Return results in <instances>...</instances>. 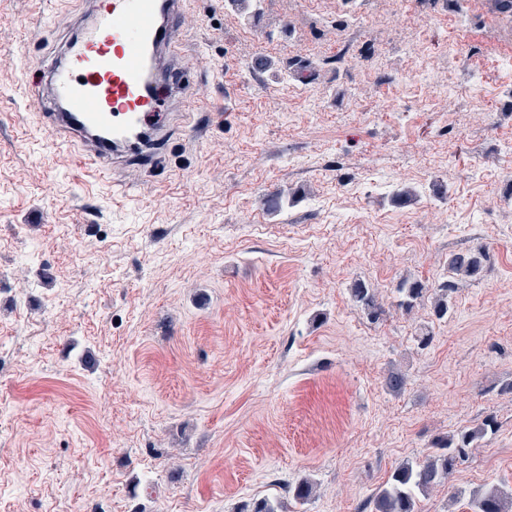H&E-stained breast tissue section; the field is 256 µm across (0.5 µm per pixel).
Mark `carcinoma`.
I'll return each instance as SVG.
<instances>
[{
	"mask_svg": "<svg viewBox=\"0 0 512 512\" xmlns=\"http://www.w3.org/2000/svg\"><path fill=\"white\" fill-rule=\"evenodd\" d=\"M484 258L481 247L448 257V280L434 291L432 297L434 316L442 319L448 315L457 281L478 274ZM396 291L399 294L398 306L410 312L423 301L429 289L417 281L404 279ZM350 293L353 300L372 317L377 318L384 312L376 292L367 285L355 283ZM495 428V421L487 418L477 428L463 427L436 439L432 443V451L424 458L402 461L370 498L371 512H417L419 496L449 483L465 449L474 447ZM313 491V483L307 479L288 485V495L301 502L308 501ZM468 506L470 512H512V493L491 487L484 492L470 494ZM239 512H287V506L281 501L261 498L244 504Z\"/></svg>",
	"mask_w": 512,
	"mask_h": 512,
	"instance_id": "cac0c4a2",
	"label": "carcinoma"
}]
</instances>
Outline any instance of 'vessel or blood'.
<instances>
[{"label":"vessel or blood","instance_id":"obj_1","mask_svg":"<svg viewBox=\"0 0 512 512\" xmlns=\"http://www.w3.org/2000/svg\"><path fill=\"white\" fill-rule=\"evenodd\" d=\"M185 0H91L42 67L34 107L50 146L89 176L160 170V145L183 131L194 95L179 60Z\"/></svg>","mask_w":512,"mask_h":512}]
</instances>
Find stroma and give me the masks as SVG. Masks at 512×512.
<instances>
[{
  "mask_svg": "<svg viewBox=\"0 0 512 512\" xmlns=\"http://www.w3.org/2000/svg\"><path fill=\"white\" fill-rule=\"evenodd\" d=\"M79 8L0 0V512H365L489 417L454 482L512 491V7L463 0L454 35L448 0H186V122L208 130L121 196L28 105L24 64ZM480 245L447 319L397 308L400 279L435 287ZM350 293L353 300L372 317L379 318V316L384 312L383 306L379 301L376 292L367 285L363 283H355L350 288Z\"/></svg>",
  "mask_w": 512,
  "mask_h": 512,
  "instance_id": "obj_1",
  "label": "stroma"
}]
</instances>
